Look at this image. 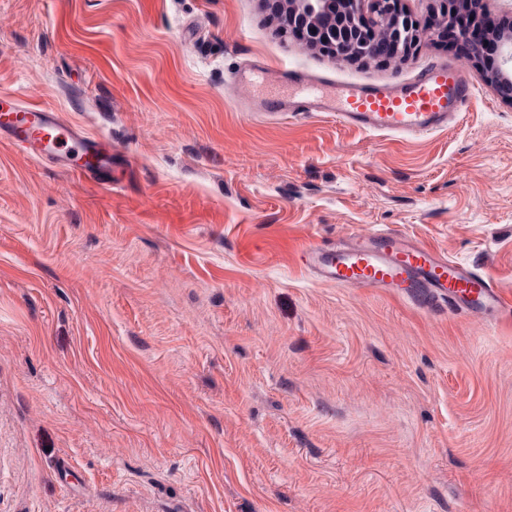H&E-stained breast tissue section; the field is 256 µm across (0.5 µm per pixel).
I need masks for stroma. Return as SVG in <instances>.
Instances as JSON below:
<instances>
[{
    "label": "stroma",
    "mask_w": 512,
    "mask_h": 512,
    "mask_svg": "<svg viewBox=\"0 0 512 512\" xmlns=\"http://www.w3.org/2000/svg\"><path fill=\"white\" fill-rule=\"evenodd\" d=\"M277 30L272 0H0V94L118 178L0 142V512H512V319L296 260L389 227L512 298V103L439 30L384 62ZM439 63L474 96L420 137L245 110Z\"/></svg>",
    "instance_id": "stroma-1"
}]
</instances>
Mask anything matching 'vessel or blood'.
<instances>
[{"label": "vessel or blood", "mask_w": 512, "mask_h": 512, "mask_svg": "<svg viewBox=\"0 0 512 512\" xmlns=\"http://www.w3.org/2000/svg\"><path fill=\"white\" fill-rule=\"evenodd\" d=\"M290 80L301 86L300 98L261 100L258 114L332 112L367 131L398 136L445 127L471 95L463 72L452 64L432 66L389 88L335 85L325 93L304 74H292ZM0 139L34 159L59 162L80 178L102 177L112 166V148L103 138L82 134L56 110L10 94H0ZM300 260L340 288H372L423 309L444 305L483 319L512 315V300L477 271L395 231L310 245L301 250Z\"/></svg>", "instance_id": "obj_1"}]
</instances>
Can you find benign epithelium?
Returning <instances> with one entry per match:
<instances>
[{
  "mask_svg": "<svg viewBox=\"0 0 512 512\" xmlns=\"http://www.w3.org/2000/svg\"><path fill=\"white\" fill-rule=\"evenodd\" d=\"M331 0H288V23L280 29L287 36L301 29H321L323 50L335 54L336 21L329 14ZM343 34L351 56L357 59H387L382 38L389 39L393 52L405 55L429 30V25L403 12L399 0H343ZM499 48L493 67L479 61L489 81L505 99L512 101V30L494 33Z\"/></svg>",
  "mask_w": 512,
  "mask_h": 512,
  "instance_id": "7a95c632",
  "label": "benign epithelium"
}]
</instances>
